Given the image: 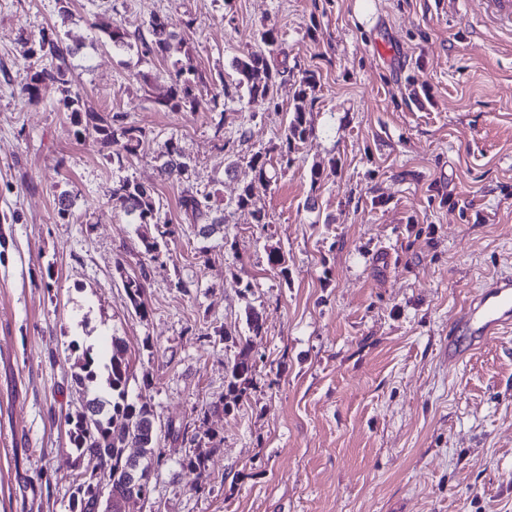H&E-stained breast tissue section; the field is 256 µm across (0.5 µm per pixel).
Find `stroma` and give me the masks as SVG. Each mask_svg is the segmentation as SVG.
<instances>
[{"label":"stroma","instance_id":"1","mask_svg":"<svg viewBox=\"0 0 512 512\" xmlns=\"http://www.w3.org/2000/svg\"><path fill=\"white\" fill-rule=\"evenodd\" d=\"M0 0V512H70L78 457L66 416L86 400L79 351L129 348L162 462L138 512H512V333L448 359V331L489 278L512 277V37L482 0ZM167 16L207 81L235 91V57L276 28L287 65L315 70L312 134L253 204L236 205L258 151L277 158L298 90L279 110L169 112L172 59L115 50L102 23ZM57 28L71 75L104 115L149 140L123 167L76 135L54 91L20 88ZM381 42L394 53H377ZM224 135L247 137L227 165ZM175 139L190 182L164 180ZM153 189L175 238L150 261L151 224L111 209L112 183ZM213 193L223 235L196 236L180 199ZM69 194L72 215L57 214ZM267 215L254 220L255 211ZM281 255L282 266L268 257ZM148 266L147 319L125 281ZM258 319L260 334L249 328ZM255 363L235 405L230 368ZM176 434H169V427ZM201 455L205 471L186 465Z\"/></svg>","mask_w":512,"mask_h":512}]
</instances>
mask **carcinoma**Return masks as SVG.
Instances as JSON below:
<instances>
[{
  "mask_svg": "<svg viewBox=\"0 0 512 512\" xmlns=\"http://www.w3.org/2000/svg\"><path fill=\"white\" fill-rule=\"evenodd\" d=\"M105 42L117 50L140 49L144 60L170 57L182 52L184 40L170 29L168 18L154 15L141 28H129L123 23H115L102 29ZM264 49L251 51L233 61V68L238 75V86H243L251 99L260 98L268 106L279 108L274 95L278 80L288 74V67H275L271 59L279 50L278 32L269 28L260 34ZM75 49L63 45L56 32L44 31L37 41L24 50V54H37L44 66L26 77L21 92L30 102L40 99L42 90L51 87L59 95V104L70 112L71 123L77 127L76 134H93L104 144L114 146L112 164L123 166L130 156L136 155L147 141L146 133L138 126L127 121V113L114 112L109 118L101 116L85 104L82 90L70 76L69 57ZM299 75V89L295 97L289 123L284 129V140L276 163H271L260 152L249 159V166L254 171V182L247 185L238 195L236 206L245 208L252 202L255 185L269 186L272 176L269 169L274 166L286 170L291 166V154L295 146L312 134L306 114L312 111L315 102L317 75L314 71L297 63L293 66ZM169 89L166 97L157 104L171 112H215L227 110L226 98L229 94L218 93L209 99L199 95L198 86L205 83L204 76L191 63L174 62V69L167 73ZM161 176L166 180L185 181L192 174L190 162L184 157L178 143L170 138L158 150ZM181 209L196 229V235L207 239L224 229V209L213 201L210 192L188 191L181 197ZM112 209L123 213L131 224H152L157 236L141 238L144 253L151 261L160 259L161 245L175 235L170 220L162 214L157 205L153 191L145 188L127 177L120 178L112 184ZM150 270L143 266L139 275L125 281L127 298L135 313L141 318L149 314L144 301L146 283ZM79 372L75 379L79 384L93 383L97 380L96 359L86 349L77 360ZM105 383L112 398L102 399L98 396L86 400L89 406H95L91 420L77 410L68 416L70 441L79 455L89 454L99 461L101 475H82L78 479L72 501V512H102L98 494L108 488L111 493L122 494L126 490L125 474L129 464L124 452L126 434H114L112 427L116 423L138 434L140 454L137 459L138 472L142 484L149 483L148 471L152 465L160 464L161 457L157 446L158 438L148 434L146 424L152 422L151 410L145 404L128 400V383L132 376V364L128 358L125 341L112 339V351L107 362ZM254 368L250 357V348L245 346L239 352L230 369L229 391H236L237 384L247 380Z\"/></svg>",
  "mask_w": 512,
  "mask_h": 512,
  "instance_id": "1",
  "label": "carcinoma"
}]
</instances>
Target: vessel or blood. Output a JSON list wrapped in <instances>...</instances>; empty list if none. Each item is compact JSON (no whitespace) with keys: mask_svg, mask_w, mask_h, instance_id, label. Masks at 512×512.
I'll list each match as a JSON object with an SVG mask.
<instances>
[{"mask_svg":"<svg viewBox=\"0 0 512 512\" xmlns=\"http://www.w3.org/2000/svg\"><path fill=\"white\" fill-rule=\"evenodd\" d=\"M485 17L502 29L512 31V0H484ZM448 339V357L459 361L488 339L512 328V277L486 282L467 303Z\"/></svg>","mask_w":512,"mask_h":512,"instance_id":"1","label":"vessel or blood"}]
</instances>
